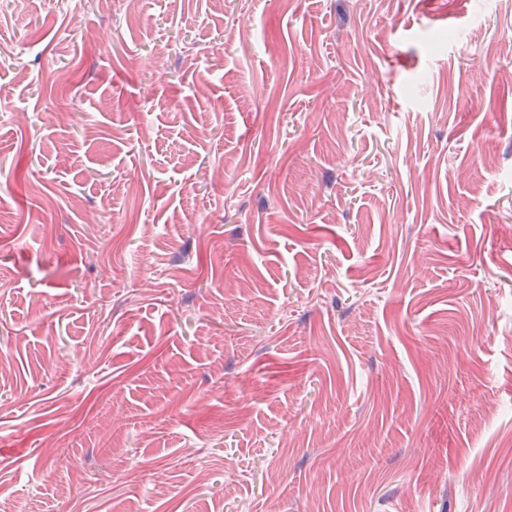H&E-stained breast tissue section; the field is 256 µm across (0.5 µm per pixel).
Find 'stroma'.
Returning a JSON list of instances; mask_svg holds the SVG:
<instances>
[{"label": "stroma", "mask_w": 512, "mask_h": 512, "mask_svg": "<svg viewBox=\"0 0 512 512\" xmlns=\"http://www.w3.org/2000/svg\"><path fill=\"white\" fill-rule=\"evenodd\" d=\"M0 501L512 512V0H0Z\"/></svg>", "instance_id": "stroma-1"}]
</instances>
